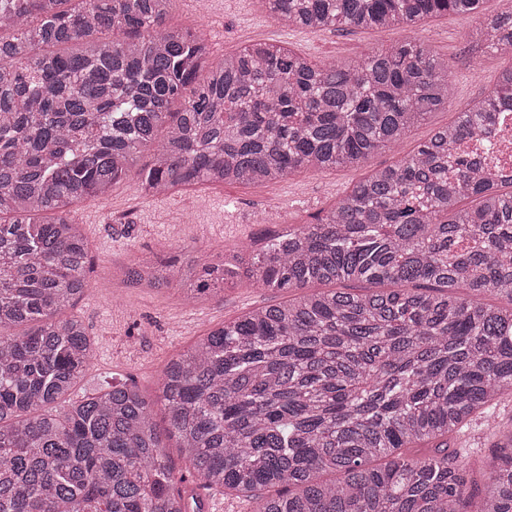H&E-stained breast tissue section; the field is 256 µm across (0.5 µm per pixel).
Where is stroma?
<instances>
[{"instance_id": "1", "label": "stroma", "mask_w": 512, "mask_h": 512, "mask_svg": "<svg viewBox=\"0 0 512 512\" xmlns=\"http://www.w3.org/2000/svg\"><path fill=\"white\" fill-rule=\"evenodd\" d=\"M511 7L507 0H483L479 14H448L419 27L312 31L285 24L270 26L258 0H179L169 26L198 30L217 59L259 40L287 45L312 64L354 62L403 39L424 43L437 57L450 61L454 102L430 114L394 150L379 151L355 167L309 170L268 184L204 186L192 194L160 198L141 196L136 190L138 175L133 172L109 194L80 202L76 220L90 243L92 271L86 292L67 314L83 323L94 341L95 355L70 399L114 377L158 395L162 372L177 352L252 309L287 300V292L242 283L190 302L174 288L131 284L122 271L136 262L187 254L219 259L228 247L263 237L268 230L258 221L263 213L284 226L312 223L322 209L371 171L412 152L493 89L512 59L474 43L471 33L482 19ZM153 421L165 436L163 444L182 488L209 503L225 502L235 512H251L253 504L245 498L198 487L189 461L175 440L166 436L163 404H155Z\"/></svg>"}]
</instances>
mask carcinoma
Returning a JSON list of instances; mask_svg holds the SVG:
<instances>
[{"label": "carcinoma", "instance_id": "cac0c4a2", "mask_svg": "<svg viewBox=\"0 0 512 512\" xmlns=\"http://www.w3.org/2000/svg\"><path fill=\"white\" fill-rule=\"evenodd\" d=\"M176 2L0 0V512H202L173 487L137 385L55 407L94 357L65 316L88 287L76 204L146 151L147 197L355 165L450 103L448 65L421 43L312 65L255 42L214 61L196 31L168 26ZM267 2L273 22L321 31L476 14L483 0ZM474 38L512 57V10ZM507 105L512 65L316 223L219 262L127 267L129 282L189 301L243 282L329 285L212 329L166 365L157 400L204 487L253 512H512V428L480 486L454 448L512 393V180L465 154L448 168Z\"/></svg>", "mask_w": 512, "mask_h": 512}]
</instances>
